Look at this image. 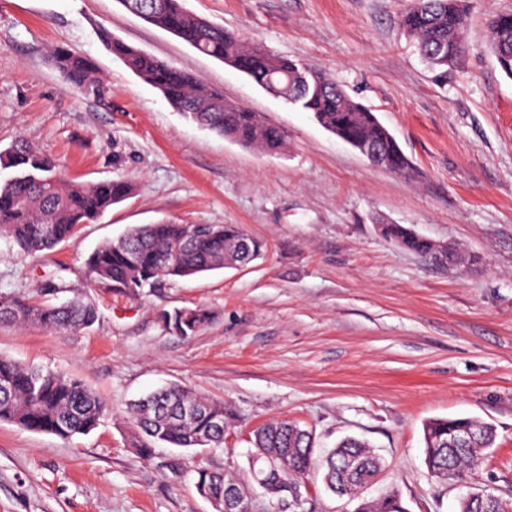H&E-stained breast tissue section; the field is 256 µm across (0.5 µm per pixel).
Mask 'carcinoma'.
<instances>
[{"instance_id":"carcinoma-1","label":"carcinoma","mask_w":512,"mask_h":512,"mask_svg":"<svg viewBox=\"0 0 512 512\" xmlns=\"http://www.w3.org/2000/svg\"><path fill=\"white\" fill-rule=\"evenodd\" d=\"M130 12L159 28L171 13L180 14L174 35L198 52L221 62L232 60L236 69L258 85L278 82L276 92L288 103L313 114L317 122L362 154L376 151L385 168L411 176V162L390 132L371 110L351 98L327 73L306 67L317 91L295 82L303 64L270 50L251 45L238 34L217 27L206 18L185 11L179 0H119ZM468 14L464 0H414L399 17V24L429 68L440 74L457 67L464 56ZM105 47L138 77L159 90L186 117L209 130L268 154L286 146L282 130L260 115L224 100L213 88L187 72L113 37L101 34ZM489 43L500 70L512 78V14L495 17L489 25ZM52 60L64 83L87 95H96L101 79L84 56L55 48ZM0 167L12 174L0 181V240L33 255L51 250L75 236L83 224L94 222L112 205L128 197L132 188L122 182L79 183L67 179L43 151L26 141L0 151ZM380 233L402 249L427 257L439 265L465 266V257L454 247L439 246L401 224H382ZM262 242L245 235L236 224H203L193 234L183 224H143L117 240L96 247L87 266L98 282L112 292L139 297L165 277L186 278L224 269L232 261L245 265L260 255ZM64 288L63 280H47L40 288L44 301L33 304L16 296H0V323L34 324L50 332H77L99 319L96 303L76 295L62 303L47 289ZM210 319L204 309L181 308L162 316L164 326L181 336H192ZM132 445L144 457L154 445L174 448H219L234 423L232 408L173 385L131 403ZM108 414L106 402L80 380L43 368L26 366L0 356V422L20 429L50 433L63 439L96 429ZM475 422L471 417L435 418L423 427L425 465L438 481L464 482L485 452L496 442V430L486 424L480 441L459 447L453 438ZM252 445L263 450L260 464H273L292 482L306 478L315 465L324 470L328 491L342 482L344 496L359 500L356 512H404L398 491L388 490L375 499H364L361 490L382 468V459L355 437L342 439L321 461L314 457L313 432L288 419L252 431ZM236 484L224 473L201 469L195 487L202 496L224 498V488ZM458 512H504L495 496H467Z\"/></svg>"}]
</instances>
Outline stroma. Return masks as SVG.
<instances>
[{"label":"stroma","instance_id":"1","mask_svg":"<svg viewBox=\"0 0 512 512\" xmlns=\"http://www.w3.org/2000/svg\"><path fill=\"white\" fill-rule=\"evenodd\" d=\"M186 10L272 52L321 68L376 114L413 166H373L311 113L153 26L118 0H0V149L23 138L78 181L132 194L54 249L0 241V295L36 298L63 276L99 319L78 332L0 324V354L82 380L109 404L91 433L65 440L0 422V512H212L199 468L252 483L251 432L277 418L321 450L355 436L386 461L370 495L398 490L407 512H458L463 488L512 512V79L487 25L512 0H469L460 67L437 76L398 19L413 0H182ZM191 74L286 135L262 153L199 126L104 47L100 33ZM90 58L93 98L68 89L50 56ZM238 224L264 243L251 263L160 280L139 298L91 280L87 255L142 224ZM403 224L475 262L442 267L383 237ZM211 318L193 336L161 320ZM177 384L230 404L224 447L130 443L129 404ZM474 416L495 446L466 487L432 479L423 425ZM179 460L180 476L165 464ZM164 326L181 336H193L209 319L210 314L204 309L181 308L161 317Z\"/></svg>","mask_w":512,"mask_h":512}]
</instances>
